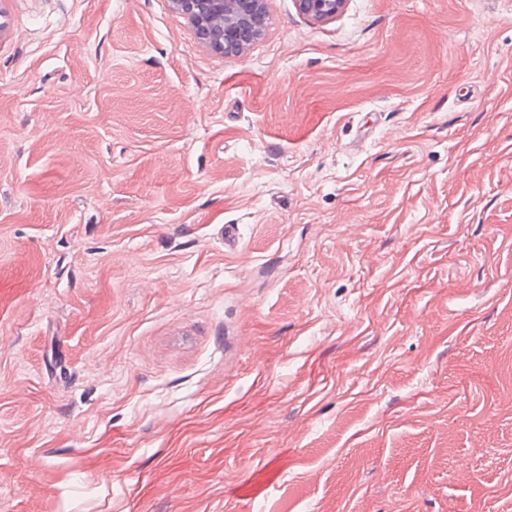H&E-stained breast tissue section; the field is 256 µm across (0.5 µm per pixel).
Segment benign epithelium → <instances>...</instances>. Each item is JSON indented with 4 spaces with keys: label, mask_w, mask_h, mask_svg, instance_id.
Listing matches in <instances>:
<instances>
[{
    "label": "benign epithelium",
    "mask_w": 512,
    "mask_h": 512,
    "mask_svg": "<svg viewBox=\"0 0 512 512\" xmlns=\"http://www.w3.org/2000/svg\"><path fill=\"white\" fill-rule=\"evenodd\" d=\"M201 44L221 53L239 43L258 39L264 32L265 0H171ZM297 10L313 20L336 17L345 0H294Z\"/></svg>",
    "instance_id": "7a95c632"
}]
</instances>
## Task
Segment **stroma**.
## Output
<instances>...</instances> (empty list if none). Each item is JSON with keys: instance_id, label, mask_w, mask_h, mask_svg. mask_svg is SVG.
<instances>
[{"instance_id": "1", "label": "stroma", "mask_w": 512, "mask_h": 512, "mask_svg": "<svg viewBox=\"0 0 512 512\" xmlns=\"http://www.w3.org/2000/svg\"><path fill=\"white\" fill-rule=\"evenodd\" d=\"M266 11L0 0V512H512V0ZM201 44L221 53L240 51L239 43L264 32L265 0H171Z\"/></svg>"}]
</instances>
